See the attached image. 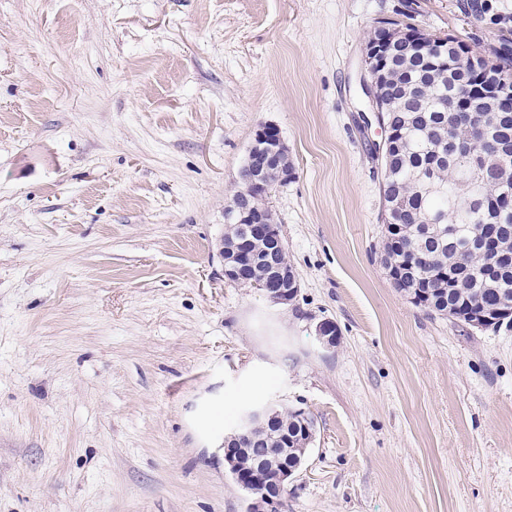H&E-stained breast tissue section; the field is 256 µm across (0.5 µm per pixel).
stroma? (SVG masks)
<instances>
[{
	"instance_id": "stroma-1",
	"label": "stroma",
	"mask_w": 512,
	"mask_h": 512,
	"mask_svg": "<svg viewBox=\"0 0 512 512\" xmlns=\"http://www.w3.org/2000/svg\"><path fill=\"white\" fill-rule=\"evenodd\" d=\"M390 20L497 43L455 0H0V512H245L224 436L267 403L317 426L286 512H512V329L382 263L360 81ZM264 124L286 306L220 254Z\"/></svg>"
}]
</instances>
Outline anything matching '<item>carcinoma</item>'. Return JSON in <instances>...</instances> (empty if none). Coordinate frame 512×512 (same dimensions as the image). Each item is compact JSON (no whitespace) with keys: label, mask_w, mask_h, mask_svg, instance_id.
<instances>
[{"label":"carcinoma","mask_w":512,"mask_h":512,"mask_svg":"<svg viewBox=\"0 0 512 512\" xmlns=\"http://www.w3.org/2000/svg\"><path fill=\"white\" fill-rule=\"evenodd\" d=\"M483 3L480 23L499 41L480 65L461 42L433 51L431 64L403 47L382 81L395 102L385 122L397 132L395 150L380 158L382 198L396 201L384 210V265L414 260V277L394 280L396 287L443 289L416 306L455 324L470 307L492 316L512 304V165L501 163L512 154V105L481 106L471 128L458 126L447 108L461 88L478 93L512 74V8ZM467 140L471 161L454 151Z\"/></svg>","instance_id":"1"}]
</instances>
